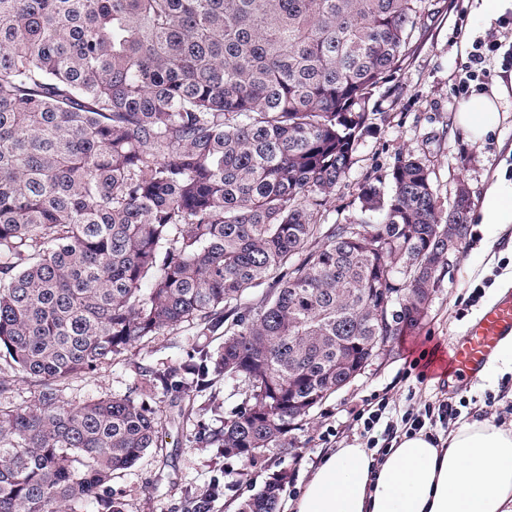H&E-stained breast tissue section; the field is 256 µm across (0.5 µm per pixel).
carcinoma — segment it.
I'll return each mask as SVG.
<instances>
[{
	"label": "carcinoma",
	"instance_id": "cac0c4a2",
	"mask_svg": "<svg viewBox=\"0 0 512 512\" xmlns=\"http://www.w3.org/2000/svg\"><path fill=\"white\" fill-rule=\"evenodd\" d=\"M422 2L0 0V512H83L157 445L144 397L221 375L251 401L212 436L224 455L286 450L393 325H419L447 249L432 171L401 155L356 221L321 210ZM185 322L224 347L62 404L68 379ZM13 377L33 403L3 404Z\"/></svg>",
	"mask_w": 512,
	"mask_h": 512
}]
</instances>
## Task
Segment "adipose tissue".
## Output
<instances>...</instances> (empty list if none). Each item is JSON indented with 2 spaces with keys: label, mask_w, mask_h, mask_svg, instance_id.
Wrapping results in <instances>:
<instances>
[{
  "label": "adipose tissue",
  "mask_w": 512,
  "mask_h": 512,
  "mask_svg": "<svg viewBox=\"0 0 512 512\" xmlns=\"http://www.w3.org/2000/svg\"><path fill=\"white\" fill-rule=\"evenodd\" d=\"M512 87L461 102L456 123L482 141L500 122ZM480 223L512 224V182L493 183ZM293 512H512V429L464 422L440 449L424 436L407 438L384 458L375 449L348 446L327 455L292 503Z\"/></svg>",
  "instance_id": "1"
}]
</instances>
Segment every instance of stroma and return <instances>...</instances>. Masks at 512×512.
Wrapping results in <instances>:
<instances>
[{"label":"stroma","instance_id":"obj_1","mask_svg":"<svg viewBox=\"0 0 512 512\" xmlns=\"http://www.w3.org/2000/svg\"><path fill=\"white\" fill-rule=\"evenodd\" d=\"M490 24L477 0H426L409 57L389 82L375 89L368 105L369 131L350 171L326 196L325 223L352 222L363 180L386 177L402 154L418 156L430 166L436 195L444 205L458 184L469 186L479 206L492 183L501 178L512 181V94L503 102L499 125L483 141L470 140L455 122L460 103L454 91L456 66L467 59L475 38L484 35ZM471 229V236L451 258L449 270L443 271L420 328L401 336L389 356L316 407L301 429L292 431L289 452L270 447L245 461L224 457L211 444V434L247 402L244 390L232 389L219 378L192 398L171 391L151 399L161 420L159 445L116 475L113 498L127 503L129 512H186L187 488L202 492L219 481L223 490L213 501L212 512H237L243 500L283 474L288 481L278 512H291L290 501L322 458L336 449L330 430L348 421L351 409L362 400L385 395L402 412L448 396L465 401L471 409L486 393L497 392L500 380L511 378L512 370L502 369L491 381L481 378L453 388L439 377L420 383L405 376L412 350L427 344L448 351L495 300L502 275L512 268V235L486 224L475 223ZM477 286L483 288V297L468 310H460V297ZM223 342L222 334L202 336L188 324L146 337L116 360L66 382L63 401L76 407L91 397L128 393L140 384L146 370L187 360L203 347L217 351Z\"/></svg>","mask_w":512,"mask_h":512}]
</instances>
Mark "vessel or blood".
<instances>
[{
    "mask_svg": "<svg viewBox=\"0 0 512 512\" xmlns=\"http://www.w3.org/2000/svg\"><path fill=\"white\" fill-rule=\"evenodd\" d=\"M512 335V291L471 322L455 342L448 357L450 374L456 382L475 380L486 369L500 341Z\"/></svg>",
    "mask_w": 512,
    "mask_h": 512,
    "instance_id": "1",
    "label": "vessel or blood"
}]
</instances>
